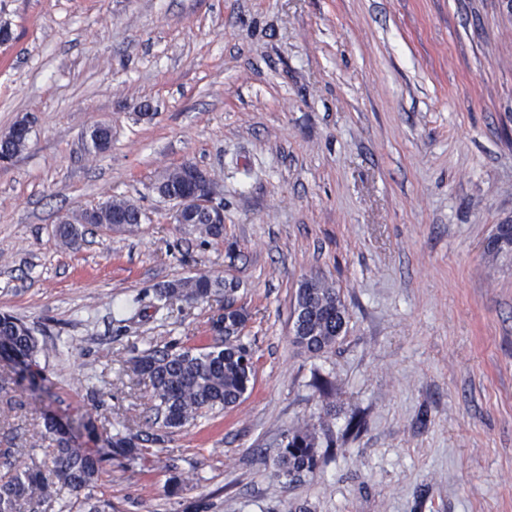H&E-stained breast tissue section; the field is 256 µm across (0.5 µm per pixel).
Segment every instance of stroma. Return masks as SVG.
<instances>
[{
    "mask_svg": "<svg viewBox=\"0 0 512 512\" xmlns=\"http://www.w3.org/2000/svg\"><path fill=\"white\" fill-rule=\"evenodd\" d=\"M0 26V133L30 122L0 165V311L44 348L36 376L0 361L13 467L49 462V415L105 456L112 512H512V251L488 250L512 224V0H0ZM187 162L221 238L153 188ZM113 199L138 228L60 244V218ZM204 274L246 316L252 389L109 457L113 423L151 406L119 358L209 343L224 296L146 301ZM311 279L348 313L317 356L290 335ZM298 427L337 445L291 483L274 458ZM16 127H20V131L17 138L9 140L0 139V155L1 159L12 160L20 155L28 146V137H24L22 131H29L27 123L22 121L14 124L9 130H14ZM8 130V131H9Z\"/></svg>",
    "mask_w": 512,
    "mask_h": 512,
    "instance_id": "35a3bbf8",
    "label": "stroma"
}]
</instances>
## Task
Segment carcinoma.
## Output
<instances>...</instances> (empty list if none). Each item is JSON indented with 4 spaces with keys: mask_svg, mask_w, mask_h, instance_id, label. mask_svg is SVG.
I'll return each instance as SVG.
<instances>
[{
    "mask_svg": "<svg viewBox=\"0 0 512 512\" xmlns=\"http://www.w3.org/2000/svg\"><path fill=\"white\" fill-rule=\"evenodd\" d=\"M28 146L22 133L17 138L0 139V157L12 160ZM185 175L180 166L166 171L156 189L166 197L184 192ZM140 208L125 200L108 201L90 212L57 227L62 245L72 248L84 235V224L108 231L130 229L141 223ZM192 229L214 239L222 237L223 225L210 223L207 212L197 214ZM494 253L512 250V224L498 226L490 240ZM215 292L206 275L166 283L153 289L155 311L169 308L176 300H203ZM296 305L302 308L293 343L310 354L331 351L343 335L346 306L336 288L316 279L298 289ZM0 347L20 356L28 366L38 365L39 342L31 327L9 313L0 314ZM133 373L149 381L153 411L152 425L158 432L133 433L129 427L114 429L107 439L116 456L136 458L146 444H159L164 435L192 424L214 410L235 406L249 390L254 368L249 347L240 335L213 338V343L185 346L177 340L151 344L141 354L122 361ZM41 440L52 447V464L17 469L0 484V512H108L109 505L93 501L92 490L103 473V459L92 455L74 440L59 432L47 420ZM316 434L296 428L284 436L276 466L281 476L296 482L313 473L318 465Z\"/></svg>",
    "mask_w": 512,
    "mask_h": 512,
    "instance_id": "carcinoma-1",
    "label": "carcinoma"
}]
</instances>
